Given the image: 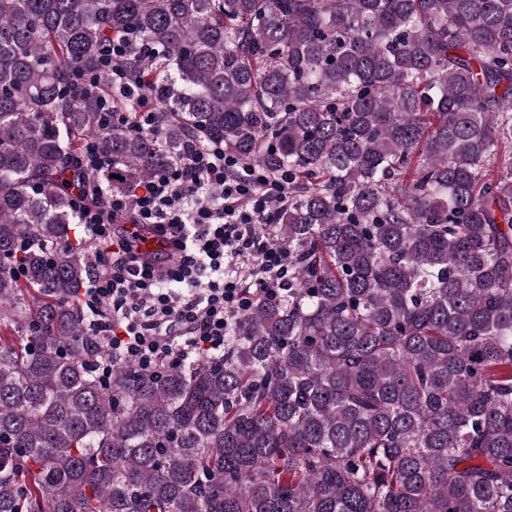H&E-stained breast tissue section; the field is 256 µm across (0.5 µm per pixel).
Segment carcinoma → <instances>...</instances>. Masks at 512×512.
Here are the masks:
<instances>
[{"label": "carcinoma", "mask_w": 512, "mask_h": 512, "mask_svg": "<svg viewBox=\"0 0 512 512\" xmlns=\"http://www.w3.org/2000/svg\"><path fill=\"white\" fill-rule=\"evenodd\" d=\"M193 133L288 171V292L101 378L71 199ZM0 512H512V0H0ZM125 38V39H124ZM132 46H137L140 53L146 57L155 55L154 48L147 43H135L127 36L112 40L102 48V71L112 84V91L125 98L134 100V107L139 112V124L137 130L157 134L156 99L145 91L135 76L120 66L122 58L129 52ZM80 165L87 170H100L109 167L110 160L101 151L97 141L88 139L79 158Z\"/></svg>", "instance_id": "obj_1"}]
</instances>
